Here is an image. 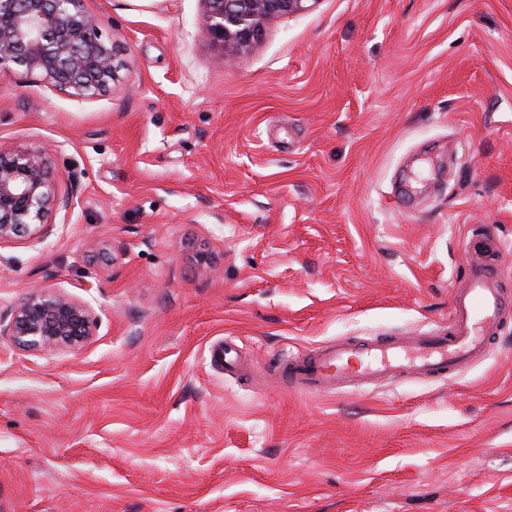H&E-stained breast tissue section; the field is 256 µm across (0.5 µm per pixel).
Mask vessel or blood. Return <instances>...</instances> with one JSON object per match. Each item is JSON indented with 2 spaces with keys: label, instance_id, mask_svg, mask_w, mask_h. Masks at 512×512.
Segmentation results:
<instances>
[{
  "label": "vessel or blood",
  "instance_id": "b4317fda",
  "mask_svg": "<svg viewBox=\"0 0 512 512\" xmlns=\"http://www.w3.org/2000/svg\"><path fill=\"white\" fill-rule=\"evenodd\" d=\"M502 242L474 251L466 284L452 300L453 326L449 332L410 339L388 336L350 346L339 343L289 358L281 371L285 385L310 394H332L344 383L372 382L413 375H447L481 358L496 334L508 306L497 283Z\"/></svg>",
  "mask_w": 512,
  "mask_h": 512
}]
</instances>
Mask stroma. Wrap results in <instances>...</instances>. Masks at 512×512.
Returning a JSON list of instances; mask_svg holds the SVG:
<instances>
[{"mask_svg": "<svg viewBox=\"0 0 512 512\" xmlns=\"http://www.w3.org/2000/svg\"><path fill=\"white\" fill-rule=\"evenodd\" d=\"M84 6L110 94L0 66V146L73 194L0 244V323L34 287L96 319L76 349L0 335V512H512V309L441 379L278 374L446 331L487 228L512 297V0H318L220 65L203 0Z\"/></svg>", "mask_w": 512, "mask_h": 512, "instance_id": "obj_1", "label": "stroma"}]
</instances>
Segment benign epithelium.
<instances>
[{
  "label": "benign epithelium",
  "instance_id": "1",
  "mask_svg": "<svg viewBox=\"0 0 512 512\" xmlns=\"http://www.w3.org/2000/svg\"><path fill=\"white\" fill-rule=\"evenodd\" d=\"M83 0H0V65L15 63L76 98L112 92L120 64L101 20ZM202 36L227 52L256 45L266 23L307 11L318 0H204ZM70 205L47 172L42 149L0 147V243L41 233L49 215ZM88 306L63 295L30 291L6 326L14 340L45 352L77 348L93 335Z\"/></svg>",
  "mask_w": 512,
  "mask_h": 512
}]
</instances>
